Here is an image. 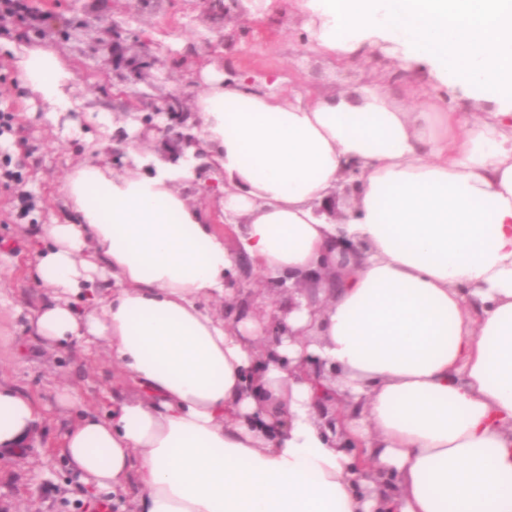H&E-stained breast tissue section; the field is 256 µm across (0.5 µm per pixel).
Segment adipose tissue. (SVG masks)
<instances>
[{
    "label": "adipose tissue",
    "mask_w": 512,
    "mask_h": 512,
    "mask_svg": "<svg viewBox=\"0 0 512 512\" xmlns=\"http://www.w3.org/2000/svg\"><path fill=\"white\" fill-rule=\"evenodd\" d=\"M318 52L381 48L434 86L491 103L470 125L417 90L406 112L379 91L303 103L209 70L201 137L235 187L224 212L272 284L318 267L329 240L362 244L353 272L278 353L335 368L374 477L356 478L311 407L310 383L269 364L282 417L251 394L262 338L224 325L234 256L180 184L184 165L95 159L65 185V221L41 227L32 277L48 288L29 326L43 346L104 344L121 376L105 416L79 412L61 454L122 512H512V0H298ZM50 115L72 107L54 51L14 52ZM363 171L351 218L316 214L349 165ZM39 405L0 384V447L33 441Z\"/></svg>",
    "instance_id": "obj_1"
}]
</instances>
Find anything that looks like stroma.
Returning <instances> with one entry per match:
<instances>
[{
    "label": "stroma",
    "mask_w": 512,
    "mask_h": 512,
    "mask_svg": "<svg viewBox=\"0 0 512 512\" xmlns=\"http://www.w3.org/2000/svg\"><path fill=\"white\" fill-rule=\"evenodd\" d=\"M37 10H50L52 24L20 32L13 19L0 16V34L28 44L52 48L75 75L74 106L60 119L29 90L11 54L0 52V111L16 115L14 134L0 136V161H11L20 181L0 184V382L30 394L43 408L45 420L26 454L0 449V512H89L88 500L56 446L76 408L62 402L64 388L77 389L82 408L105 413L111 407L117 369L101 348L84 352L75 345L51 350L29 335V318L46 296L30 277L37 236L42 225L54 223L65 209L63 184L84 158V138L101 146L98 157L113 173L125 167L112 162V135L140 130L124 115L127 95L145 91L164 100L192 74L189 100L204 91L209 68L246 70L254 83L278 79L281 95L356 98L381 87L405 111L421 107L410 86L423 82L419 72H404L390 57L339 62L315 50L309 15L293 0H274L254 12L251 0H240L233 27L240 33L234 50H225L222 28L206 14L201 0H150L137 11L128 0H31ZM109 16L125 22L129 35L116 43L112 29L101 24ZM179 58L164 75L144 70L126 84L113 78L116 56H132L140 43ZM33 197L34 208L17 218L18 194Z\"/></svg>",
    "instance_id": "obj_1"
}]
</instances>
